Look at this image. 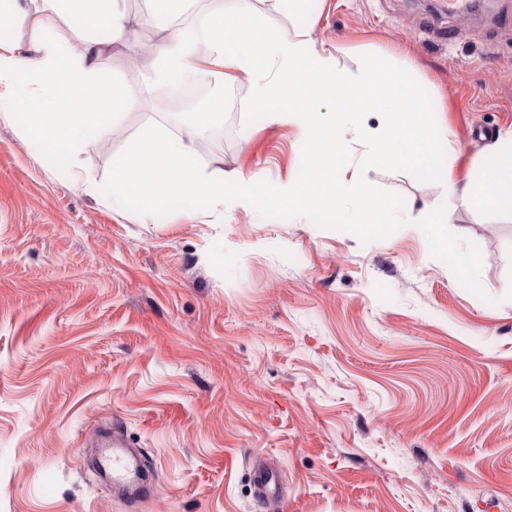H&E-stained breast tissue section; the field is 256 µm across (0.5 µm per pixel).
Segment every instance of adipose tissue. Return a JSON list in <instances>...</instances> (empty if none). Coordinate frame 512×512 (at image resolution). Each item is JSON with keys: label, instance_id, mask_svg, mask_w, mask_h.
Wrapping results in <instances>:
<instances>
[{"label": "adipose tissue", "instance_id": "obj_1", "mask_svg": "<svg viewBox=\"0 0 512 512\" xmlns=\"http://www.w3.org/2000/svg\"><path fill=\"white\" fill-rule=\"evenodd\" d=\"M20 22L28 29L24 43L15 35ZM130 24L118 0H43L35 9L22 0H0V86L11 90L15 110L25 116L23 134L38 140L46 153L73 156L100 137L118 104L132 103V95L118 96L111 79L96 67L103 49L118 41L131 54L145 51ZM312 32L309 26L256 28L251 0H226L194 31H171L145 51L152 58L150 78H202L220 89L243 76L252 83L256 102L285 100V111L272 118L301 127L314 167L304 183L269 188L270 209L331 203L364 231H382L394 223L390 205L366 196L356 179L346 178L350 156L336 134L358 126L362 113L382 112L386 119L376 134L375 159L424 172L463 207L489 205L512 214V131L498 134L484 152L479 180H456L437 153L442 127L431 117L432 96L383 59L359 81H345L318 56ZM323 93L339 97L335 124H327L313 108Z\"/></svg>", "mask_w": 512, "mask_h": 512}]
</instances>
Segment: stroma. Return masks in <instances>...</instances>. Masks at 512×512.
Here are the masks:
<instances>
[{
    "label": "stroma",
    "instance_id": "stroma-1",
    "mask_svg": "<svg viewBox=\"0 0 512 512\" xmlns=\"http://www.w3.org/2000/svg\"><path fill=\"white\" fill-rule=\"evenodd\" d=\"M204 2L124 7L155 13L136 30L149 44L191 30ZM252 8L263 27L313 26L343 74L407 67L440 100L458 180L512 129V0L465 15L448 0ZM99 66L137 101L70 166L0 104V512H512V216L452 212L450 231L480 250L486 302L414 225L445 189L406 172L366 171L408 221L366 244L234 202L143 219L97 188L144 122L177 124L147 56L116 46ZM230 88L204 169L303 181L301 129L254 119L249 81ZM104 425L148 460L142 504L88 462ZM259 463L276 467L280 500H256Z\"/></svg>",
    "mask_w": 512,
    "mask_h": 512
}]
</instances>
